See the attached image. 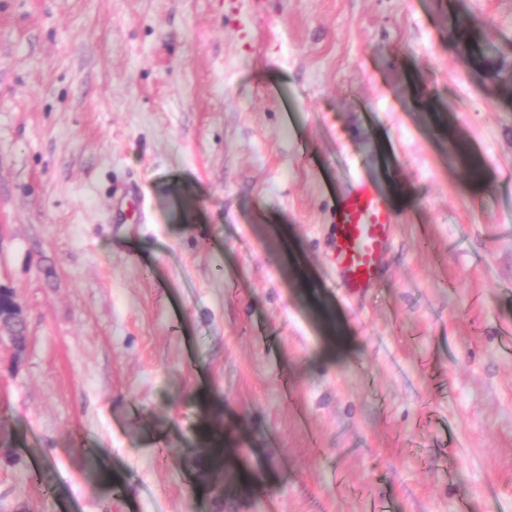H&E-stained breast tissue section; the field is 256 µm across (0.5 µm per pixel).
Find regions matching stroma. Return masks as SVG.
I'll use <instances>...</instances> for the list:
<instances>
[{"mask_svg": "<svg viewBox=\"0 0 512 512\" xmlns=\"http://www.w3.org/2000/svg\"><path fill=\"white\" fill-rule=\"evenodd\" d=\"M0 286V512H512V0H0ZM394 224L391 200L376 181L361 175L347 182L336 202L332 241L337 288L357 294L381 280ZM7 300L4 302L3 297ZM7 331L15 355L20 358L25 350V311L14 292L0 286V331Z\"/></svg>", "mask_w": 512, "mask_h": 512, "instance_id": "stroma-1", "label": "stroma"}]
</instances>
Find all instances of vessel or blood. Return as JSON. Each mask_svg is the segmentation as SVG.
Returning a JSON list of instances; mask_svg holds the SVG:
<instances>
[{
  "label": "vessel or blood",
  "instance_id": "vessel-or-blood-1",
  "mask_svg": "<svg viewBox=\"0 0 512 512\" xmlns=\"http://www.w3.org/2000/svg\"><path fill=\"white\" fill-rule=\"evenodd\" d=\"M395 222L391 200L376 181L358 176L347 182L336 202L332 241L338 288L357 294L381 280Z\"/></svg>",
  "mask_w": 512,
  "mask_h": 512
}]
</instances>
